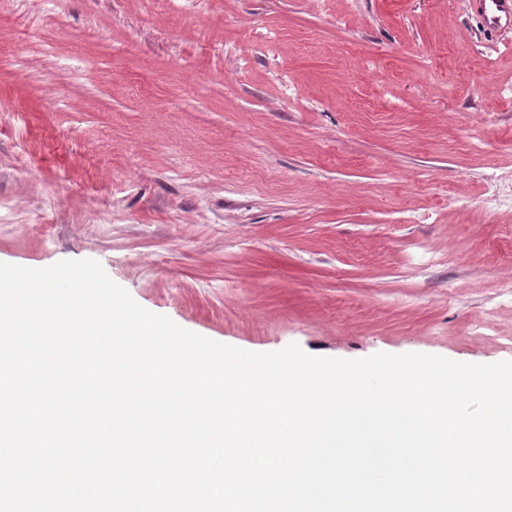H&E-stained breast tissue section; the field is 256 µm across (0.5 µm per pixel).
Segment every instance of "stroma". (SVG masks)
Segmentation results:
<instances>
[{
    "label": "stroma",
    "mask_w": 512,
    "mask_h": 512,
    "mask_svg": "<svg viewBox=\"0 0 512 512\" xmlns=\"http://www.w3.org/2000/svg\"><path fill=\"white\" fill-rule=\"evenodd\" d=\"M252 352L512 361V28L468 0H0V263Z\"/></svg>",
    "instance_id": "obj_1"
}]
</instances>
